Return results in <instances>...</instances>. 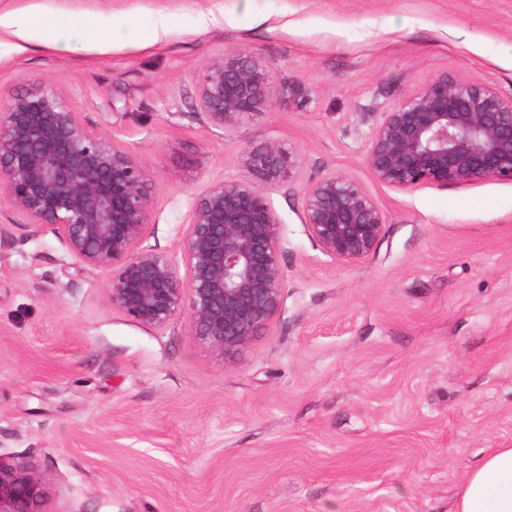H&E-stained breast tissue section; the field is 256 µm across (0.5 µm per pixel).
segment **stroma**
Wrapping results in <instances>:
<instances>
[{
	"label": "stroma",
	"instance_id": "stroma-1",
	"mask_svg": "<svg viewBox=\"0 0 512 512\" xmlns=\"http://www.w3.org/2000/svg\"><path fill=\"white\" fill-rule=\"evenodd\" d=\"M93 23L67 47L0 32V102L35 82L152 173L146 245L181 262L193 195L272 142L300 164L265 195L284 223L279 315L239 354L107 299L110 271L0 204V460L41 512H454L512 448V182L398 191L366 165L382 112L446 75L512 96V0H0V19ZM250 50L271 107L217 129L205 63ZM357 180L386 216L356 263L303 217L316 179Z\"/></svg>",
	"mask_w": 512,
	"mask_h": 512
}]
</instances>
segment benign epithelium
<instances>
[{"label":"benign epithelium","mask_w":512,"mask_h":512,"mask_svg":"<svg viewBox=\"0 0 512 512\" xmlns=\"http://www.w3.org/2000/svg\"><path fill=\"white\" fill-rule=\"evenodd\" d=\"M275 94L272 76L246 50L210 58L199 76V106L219 129L243 124ZM366 163L374 180L399 190L512 182V97L438 76L382 113ZM298 164L277 143L243 150L239 175L193 196L181 269L144 245L155 181L135 154L87 127L59 88L33 84L0 106V198L51 227L76 263L112 271V308L156 329L186 310L198 340L226 356L280 312L283 224L264 190ZM303 213L321 250L348 263L376 249L386 224L365 188L341 173L308 186ZM41 496L35 473L0 462V512H40Z\"/></svg>","instance_id":"benign-epithelium-1"}]
</instances>
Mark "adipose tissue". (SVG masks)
<instances>
[{"label": "adipose tissue", "mask_w": 512, "mask_h": 512, "mask_svg": "<svg viewBox=\"0 0 512 512\" xmlns=\"http://www.w3.org/2000/svg\"><path fill=\"white\" fill-rule=\"evenodd\" d=\"M455 512H512V448H496L468 473Z\"/></svg>", "instance_id": "obj_1"}]
</instances>
